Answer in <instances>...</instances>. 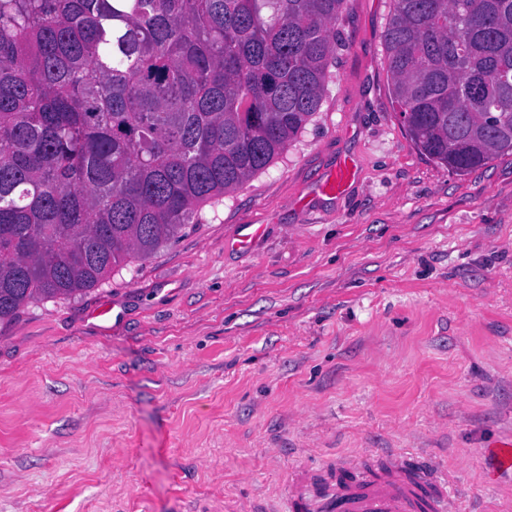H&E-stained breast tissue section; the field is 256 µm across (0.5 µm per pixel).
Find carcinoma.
Listing matches in <instances>:
<instances>
[{"instance_id":"1","label":"carcinoma","mask_w":512,"mask_h":512,"mask_svg":"<svg viewBox=\"0 0 512 512\" xmlns=\"http://www.w3.org/2000/svg\"><path fill=\"white\" fill-rule=\"evenodd\" d=\"M398 122L512 154V0H392ZM347 0H0V321L149 257L319 112Z\"/></svg>"}]
</instances>
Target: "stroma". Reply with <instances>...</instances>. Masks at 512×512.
Instances as JSON below:
<instances>
[{
  "label": "stroma",
  "instance_id": "stroma-1",
  "mask_svg": "<svg viewBox=\"0 0 512 512\" xmlns=\"http://www.w3.org/2000/svg\"><path fill=\"white\" fill-rule=\"evenodd\" d=\"M390 13L348 0L320 110L267 169L100 287L0 322V512H282L297 462L394 452L446 476L452 512H512L486 453L512 437V155L459 176L420 154ZM355 173L354 163L351 160H343L336 168V174L327 177L321 184L322 192L336 193L344 189Z\"/></svg>",
  "mask_w": 512,
  "mask_h": 512
}]
</instances>
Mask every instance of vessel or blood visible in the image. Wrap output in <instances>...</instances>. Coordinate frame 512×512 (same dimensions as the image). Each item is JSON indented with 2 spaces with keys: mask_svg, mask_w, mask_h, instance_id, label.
Segmentation results:
<instances>
[{
  "mask_svg": "<svg viewBox=\"0 0 512 512\" xmlns=\"http://www.w3.org/2000/svg\"><path fill=\"white\" fill-rule=\"evenodd\" d=\"M354 173L353 162L342 161L335 174L322 182V191H342ZM489 455L493 472L511 471L512 439L492 443ZM390 470V475L383 478L362 477L343 492L332 486L320 488L318 474L300 470L288 487V512H418L425 503L433 512H443L445 496L430 490L437 481L436 476L411 483L405 477L406 464L398 458L392 460Z\"/></svg>",
  "mask_w": 512,
  "mask_h": 512,
  "instance_id": "1",
  "label": "vessel or blood"
}]
</instances>
